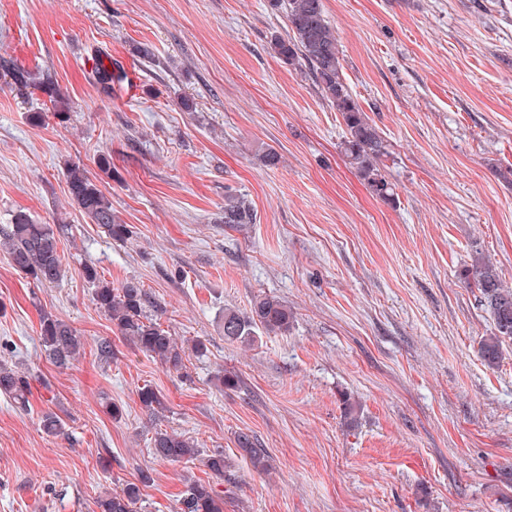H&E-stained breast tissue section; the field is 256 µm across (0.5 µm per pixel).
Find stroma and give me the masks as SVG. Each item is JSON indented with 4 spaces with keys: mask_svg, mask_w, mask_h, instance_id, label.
I'll return each mask as SVG.
<instances>
[{
    "mask_svg": "<svg viewBox=\"0 0 512 512\" xmlns=\"http://www.w3.org/2000/svg\"><path fill=\"white\" fill-rule=\"evenodd\" d=\"M324 6L345 81L388 144L391 200L345 164L342 118L309 72L274 56L285 20L267 0H0V224L21 210L68 226L60 285L35 287L0 255V361L37 376L28 410L0 395V512H94L143 469L141 512H176L189 479L223 492L224 512H512V344L484 363L492 321L461 277L479 252L512 287V0ZM98 55L117 76L108 95L89 78ZM14 65L52 74L65 118ZM268 149L276 165L261 163ZM68 159L131 240L71 206ZM228 193L256 223L224 226ZM86 264L141 281L151 318L205 355L176 373L139 351L93 304ZM265 293L293 308L289 334L225 342V308ZM42 310L85 341L69 368L46 357ZM225 369L238 389L216 387ZM146 384L167 401L160 420L140 407ZM47 412L60 435L43 432ZM157 425L203 456L223 449V477L203 456L154 460ZM241 431L269 472L240 453ZM236 443L243 455L249 458L253 467L261 472H267L268 455L265 448H259L258 440L248 433L240 432L236 436Z\"/></svg>",
    "mask_w": 512,
    "mask_h": 512,
    "instance_id": "obj_1",
    "label": "stroma"
}]
</instances>
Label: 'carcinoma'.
<instances>
[{"label":"carcinoma","mask_w":512,"mask_h":512,"mask_svg":"<svg viewBox=\"0 0 512 512\" xmlns=\"http://www.w3.org/2000/svg\"><path fill=\"white\" fill-rule=\"evenodd\" d=\"M270 6L283 12L286 19L285 34L271 37L274 54L294 70L308 67L323 99L344 120L346 135L340 143V153L345 162L372 195L391 199L392 184L381 172L383 158L388 155L387 145L344 82L342 50L336 31L327 20L323 0H270ZM90 77L105 93H112V69L96 66ZM19 79L46 94L55 112L69 110V100L59 94L49 74L34 78L24 72ZM64 175L69 199L101 232L119 242L133 237L132 226L117 220L112 202L81 163L66 161ZM256 221L255 209L245 195L224 196L225 226L233 228ZM64 231V224H37L27 214L18 212L11 223L0 226V251L34 286H58L67 278V267L59 250ZM82 274L93 288L94 304L111 319L121 336L166 368H182L185 346L147 315L148 294L140 281L130 279L115 287L89 264L83 266ZM463 276L478 291L480 302L492 319L493 331L481 340L480 351L488 366L497 367L503 357L504 340L512 339V289L503 284L498 268L480 253L473 256ZM295 321V313L286 301L273 295H259L246 313L224 309V340L250 346L260 334L288 335ZM39 337L46 356L60 369L69 367L84 350L81 336L67 322L46 311L39 313ZM31 381L30 373L0 364V394L24 411L29 404ZM137 395L154 418L162 417L168 410L164 396L148 384L138 388ZM149 443L150 453L158 461L177 463L200 456L197 443L175 430L156 427ZM236 443L255 469L267 471V452L258 446L254 436L240 432ZM205 464L214 475L224 476V449H213ZM148 481L149 476L142 473L139 482H129L118 491L99 496L95 501L98 512H139L140 485ZM177 512H224V495L209 484L189 480L181 492Z\"/></svg>","instance_id":"cac0c4a2"}]
</instances>
